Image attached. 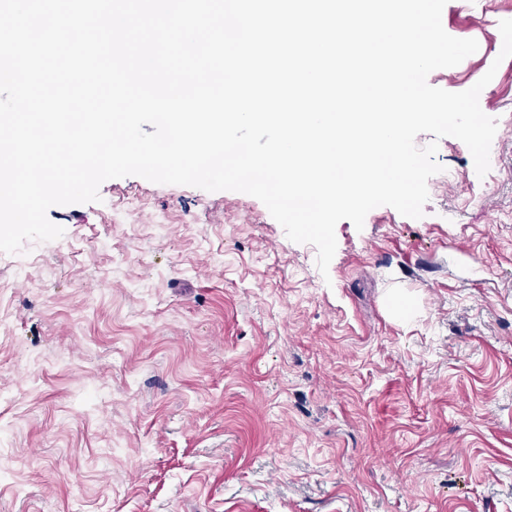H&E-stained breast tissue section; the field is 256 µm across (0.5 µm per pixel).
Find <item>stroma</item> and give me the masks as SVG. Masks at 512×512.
Returning a JSON list of instances; mask_svg holds the SVG:
<instances>
[{
    "label": "stroma",
    "mask_w": 512,
    "mask_h": 512,
    "mask_svg": "<svg viewBox=\"0 0 512 512\" xmlns=\"http://www.w3.org/2000/svg\"><path fill=\"white\" fill-rule=\"evenodd\" d=\"M512 0H448L498 70L419 219L343 220L328 275L257 198L104 182L0 252V512H512Z\"/></svg>",
    "instance_id": "35a3bbf8"
}]
</instances>
